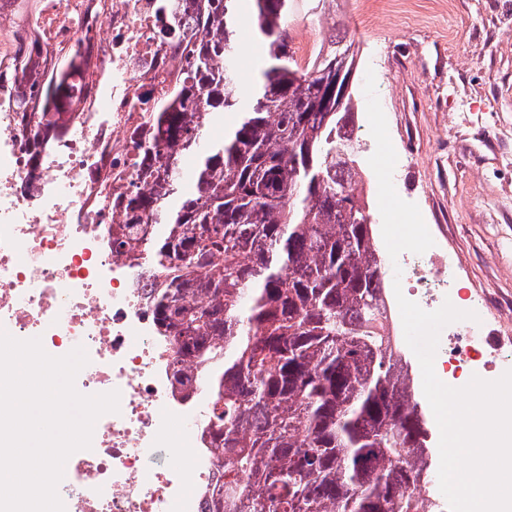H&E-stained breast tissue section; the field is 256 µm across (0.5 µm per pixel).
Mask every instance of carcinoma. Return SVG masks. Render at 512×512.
Masks as SVG:
<instances>
[{
	"mask_svg": "<svg viewBox=\"0 0 512 512\" xmlns=\"http://www.w3.org/2000/svg\"><path fill=\"white\" fill-rule=\"evenodd\" d=\"M251 32L267 66L239 87L243 19L237 0H159L160 39L184 68L145 99L133 167L144 188L121 199L112 245L134 242L160 282L154 313L209 397L206 424L224 455L213 512H434L410 486L428 483L431 451L408 368L381 321L385 260L356 160L353 93L339 112L336 55L355 62L338 32L301 69L287 31L289 0H254ZM0 69L28 132L31 161L64 129L78 56L31 77L41 45L22 42ZM239 122L222 140L206 125ZM196 159L191 184L182 168Z\"/></svg>",
	"mask_w": 512,
	"mask_h": 512,
	"instance_id": "cac0c4a2",
	"label": "carcinoma"
}]
</instances>
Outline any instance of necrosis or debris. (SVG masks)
I'll return each instance as SVG.
<instances>
[{
    "label": "necrosis or debris",
    "instance_id": "1",
    "mask_svg": "<svg viewBox=\"0 0 512 512\" xmlns=\"http://www.w3.org/2000/svg\"><path fill=\"white\" fill-rule=\"evenodd\" d=\"M69 0H41L30 30L51 57L78 47L80 33L59 28ZM157 0H108L91 32L99 83L93 97L57 114L65 126L39 166L12 103L0 101V328L18 339L40 337L53 356L84 347L89 362L75 379L85 395L120 393V410L101 416L92 446L66 462L58 494L65 512H213L212 491L224 463L204 425L207 399L181 389V359L158 332L152 311L156 279L138 253L113 252L106 229L121 223L104 191L140 187L131 165V136L141 122L140 98L159 90L174 69ZM448 268L437 244L405 265L404 296L427 311L445 301L433 287ZM476 320L453 323L440 337L434 368L461 387L472 376L501 377L504 335L485 303Z\"/></svg>",
    "mask_w": 512,
    "mask_h": 512
}]
</instances>
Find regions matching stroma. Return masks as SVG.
Listing matches in <instances>:
<instances>
[{
    "label": "stroma",
    "mask_w": 512,
    "mask_h": 512,
    "mask_svg": "<svg viewBox=\"0 0 512 512\" xmlns=\"http://www.w3.org/2000/svg\"><path fill=\"white\" fill-rule=\"evenodd\" d=\"M354 35L359 189L381 224L368 163L367 72L398 160V195L448 231L458 298L482 290L512 325V0H293L292 41Z\"/></svg>",
    "instance_id": "stroma-1"
}]
</instances>
